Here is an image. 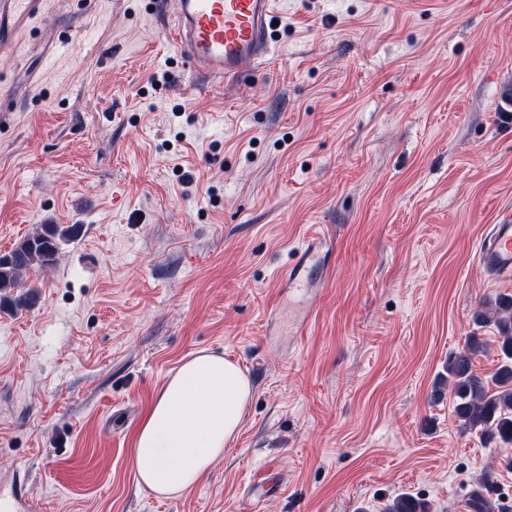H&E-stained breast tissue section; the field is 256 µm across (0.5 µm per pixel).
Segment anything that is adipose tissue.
Here are the masks:
<instances>
[{
    "label": "adipose tissue",
    "mask_w": 512,
    "mask_h": 512,
    "mask_svg": "<svg viewBox=\"0 0 512 512\" xmlns=\"http://www.w3.org/2000/svg\"><path fill=\"white\" fill-rule=\"evenodd\" d=\"M252 386L241 367L200 351L167 378L134 438L137 483L159 497L195 486L236 440Z\"/></svg>",
    "instance_id": "ef3b65f1"
}]
</instances>
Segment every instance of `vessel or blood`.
I'll list each match as a JSON object with an SVG mask.
<instances>
[{"label": "vessel or blood", "instance_id": "vessel-or-blood-1", "mask_svg": "<svg viewBox=\"0 0 512 512\" xmlns=\"http://www.w3.org/2000/svg\"><path fill=\"white\" fill-rule=\"evenodd\" d=\"M168 35L181 48L191 83L229 80L265 63L273 48L275 0H168ZM484 268L512 274V206L498 213L478 252Z\"/></svg>", "mask_w": 512, "mask_h": 512}]
</instances>
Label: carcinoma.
Wrapping results in <instances>:
<instances>
[{
	"instance_id": "obj_1",
	"label": "carcinoma",
	"mask_w": 512,
	"mask_h": 512,
	"mask_svg": "<svg viewBox=\"0 0 512 512\" xmlns=\"http://www.w3.org/2000/svg\"><path fill=\"white\" fill-rule=\"evenodd\" d=\"M76 225L43 224L0 255V309L22 310L36 303L33 291H23V275L54 265L59 242L71 237ZM477 327H494L498 333V366L488 378L474 373L472 359L481 342L473 336L459 352L448 357V389L461 432H477L500 448L512 447V295L487 302L473 319ZM384 512H427L425 504L401 494Z\"/></svg>"
}]
</instances>
